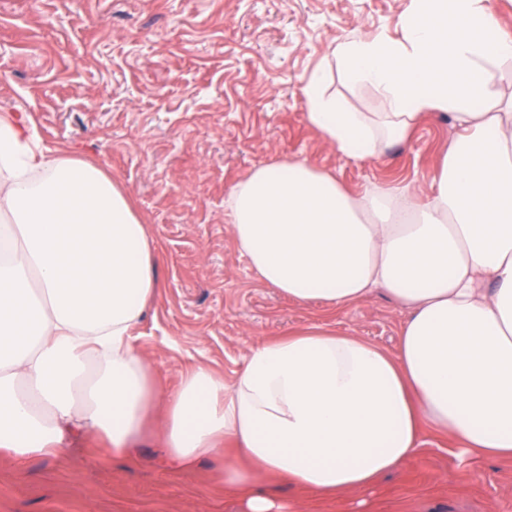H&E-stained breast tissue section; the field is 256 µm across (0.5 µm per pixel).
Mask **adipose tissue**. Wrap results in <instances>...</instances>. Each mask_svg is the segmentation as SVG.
<instances>
[{"label": "adipose tissue", "mask_w": 512, "mask_h": 512, "mask_svg": "<svg viewBox=\"0 0 512 512\" xmlns=\"http://www.w3.org/2000/svg\"><path fill=\"white\" fill-rule=\"evenodd\" d=\"M400 37L337 44L374 118L309 77V123L337 153L379 157L429 114L455 136L423 198L354 194L298 161L257 168L231 192L228 231L260 280L339 311L384 291L405 314L399 347L314 325L253 346L233 383L196 365L170 394L133 343L159 256L99 167L42 146L29 117L0 115V452L51 459L83 433L126 454L153 410L168 457L224 452L249 512L275 478L329 500L372 486L424 443L512 459V37L487 0H410Z\"/></svg>", "instance_id": "adipose-tissue-1"}]
</instances>
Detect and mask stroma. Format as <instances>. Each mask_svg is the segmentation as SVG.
<instances>
[{
  "label": "stroma",
  "mask_w": 512,
  "mask_h": 512,
  "mask_svg": "<svg viewBox=\"0 0 512 512\" xmlns=\"http://www.w3.org/2000/svg\"><path fill=\"white\" fill-rule=\"evenodd\" d=\"M410 0H0V114L25 113L45 146L101 167L124 189L159 251L161 287L134 343L158 386L204 363L233 382L253 345L326 325L396 351L404 318L384 292L336 313L264 284L224 214L233 187L297 160L350 191L426 186L455 130L425 116L405 144L356 162L306 119L304 86L326 66L358 112L386 105L349 88L336 44L398 36ZM262 492L298 512H512V460L464 453L430 431L422 451L372 487L332 502L271 480ZM0 512H247L224 487L222 456L163 459L157 436L132 455L73 438L18 467L0 452Z\"/></svg>",
  "instance_id": "35a3bbf8"
}]
</instances>
